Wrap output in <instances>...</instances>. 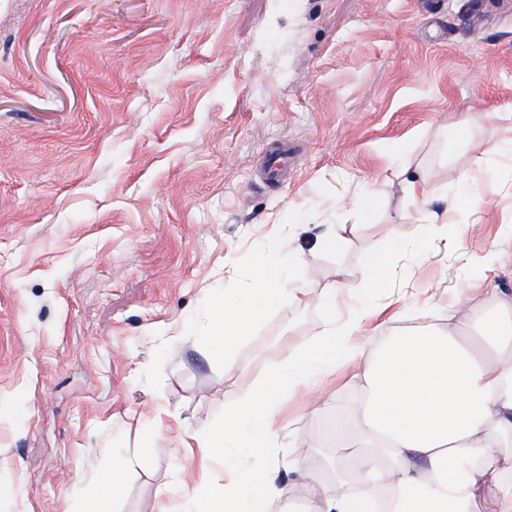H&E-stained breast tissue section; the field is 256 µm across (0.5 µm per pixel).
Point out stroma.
Here are the masks:
<instances>
[{
	"label": "stroma",
	"mask_w": 512,
	"mask_h": 512,
	"mask_svg": "<svg viewBox=\"0 0 512 512\" xmlns=\"http://www.w3.org/2000/svg\"><path fill=\"white\" fill-rule=\"evenodd\" d=\"M510 106L512 0H0V512H178L225 481L204 437L323 327L334 274L337 316L359 308L374 253L392 286L356 337L371 349L446 325L467 290L512 292V152L474 165L512 141ZM473 182L479 212L447 215ZM432 215L465 233L428 231ZM328 224L339 247L317 241ZM463 252L504 261L476 271ZM292 253L307 302L281 297L225 366L200 338L208 297L247 299ZM359 371L275 415L304 451L276 485H321L303 512L332 493L310 442L351 411ZM136 459L137 453L132 457L128 455L121 456L113 463L112 474L100 486L102 496H114L115 492L121 487L125 474L132 468Z\"/></svg>",
	"instance_id": "obj_1"
}]
</instances>
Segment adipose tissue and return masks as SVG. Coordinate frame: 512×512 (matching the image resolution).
I'll return each instance as SVG.
<instances>
[{
	"label": "adipose tissue",
	"instance_id": "adipose-tissue-1",
	"mask_svg": "<svg viewBox=\"0 0 512 512\" xmlns=\"http://www.w3.org/2000/svg\"><path fill=\"white\" fill-rule=\"evenodd\" d=\"M286 269L262 267L248 301L223 293L206 305L208 338L233 365L251 326L281 295ZM485 317H474L475 337L459 322L425 326L392 336L373 353L353 337L362 320H328L312 342L224 411L209 446L233 477L206 483L189 496L187 512H273L283 497L270 478L278 452L273 417L281 397L352 360L365 369L353 409V445L361 453L356 477L342 481L322 512H512V295L481 299Z\"/></svg>",
	"mask_w": 512,
	"mask_h": 512
}]
</instances>
